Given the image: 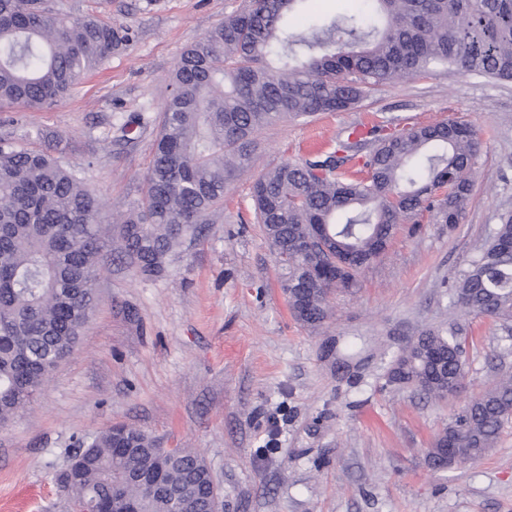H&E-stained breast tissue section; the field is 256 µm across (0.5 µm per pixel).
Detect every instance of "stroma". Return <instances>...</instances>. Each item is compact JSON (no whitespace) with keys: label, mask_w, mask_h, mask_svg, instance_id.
Wrapping results in <instances>:
<instances>
[{"label":"stroma","mask_w":512,"mask_h":512,"mask_svg":"<svg viewBox=\"0 0 512 512\" xmlns=\"http://www.w3.org/2000/svg\"><path fill=\"white\" fill-rule=\"evenodd\" d=\"M243 0H53L98 14L134 37L66 102L42 111L0 104V136L34 127L61 135L56 154L123 211L142 196L154 124L183 49ZM151 124L132 141L131 113ZM456 119L480 134L474 189L455 228L401 225L356 288L333 290L319 329L293 316L286 270L252 213L259 174L332 150L361 121L398 127ZM253 162L163 276L127 260L101 271L99 298L75 352L33 403L0 426V512H71L66 460L116 424L164 448H194L219 512H512V424L480 460L435 471L425 450L465 403L512 372V331L452 302L512 212V82L450 70L380 86L356 109L287 120L258 134ZM424 329L465 339L460 392L437 402L387 384L392 355Z\"/></svg>","instance_id":"1"}]
</instances>
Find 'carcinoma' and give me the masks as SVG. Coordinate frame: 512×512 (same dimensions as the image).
I'll list each match as a JSON object with an SVG mask.
<instances>
[{"instance_id": "1", "label": "carcinoma", "mask_w": 512, "mask_h": 512, "mask_svg": "<svg viewBox=\"0 0 512 512\" xmlns=\"http://www.w3.org/2000/svg\"><path fill=\"white\" fill-rule=\"evenodd\" d=\"M302 2L244 0L184 49L169 75L144 197L108 223L105 201L81 170L53 155L57 145L0 139V424L75 349L107 257L128 259L141 278L161 276L171 253L224 205L259 130L344 112L384 84L443 70L512 82V0H370L369 12L320 17L299 32L292 19ZM129 41L96 15L63 13L47 0H0V103L56 106ZM368 144L364 176L340 171L342 154ZM480 147L476 129L452 119L376 126L369 139L338 140L324 157L263 172L253 208L288 271L283 287L295 318L320 325L330 291L356 287L400 225L424 216L450 229L461 223ZM326 231L325 247L305 245ZM453 302L512 324V214L456 281ZM462 354L456 334L422 330L394 357L388 382L445 400L462 387ZM511 421L509 373L470 400L426 456L451 438L456 462L481 458ZM115 483L136 512H202L217 494L199 453L164 452L124 425L75 452L65 486L81 512H114Z\"/></svg>"}]
</instances>
